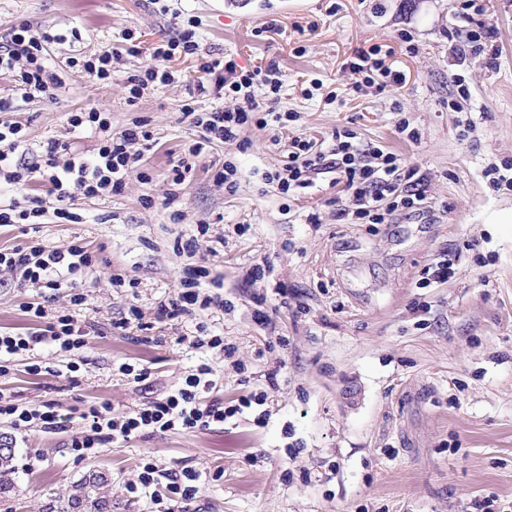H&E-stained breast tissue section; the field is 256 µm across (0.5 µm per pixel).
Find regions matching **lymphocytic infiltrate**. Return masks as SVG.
Wrapping results in <instances>:
<instances>
[{"mask_svg": "<svg viewBox=\"0 0 512 512\" xmlns=\"http://www.w3.org/2000/svg\"><path fill=\"white\" fill-rule=\"evenodd\" d=\"M449 9L455 23L469 25L465 39L457 47L464 59L480 51L483 40L492 38L494 32L484 24L474 23V15L482 11L477 0H450ZM61 40V35L36 33L24 23L12 32L6 44L0 45V74L11 75L14 81L11 93L0 96V178L14 186L18 194L16 200L0 206V224L4 226L38 224L49 213L61 223L79 222V214L72 210L75 198L121 194L128 172L138 168L145 152L154 146L152 134L144 124L116 131L111 114L93 108L69 113L67 117L70 129L88 128L100 133L91 160L75 159L71 142L54 138L47 141L40 161L21 163V156L30 151L27 135L21 125L6 120L5 115L37 97L56 100L55 90L61 82L48 77L45 61L49 46ZM151 54L155 66L126 78L129 102H136L150 84L173 83L177 74L168 63L173 57H185L193 59L199 71L214 76L216 90L223 92L226 99L225 106L207 112L197 111L190 98L180 106L183 117L203 129L207 142L237 143L244 129L253 124L284 127L283 115L274 108L261 107L255 95L259 86L268 87L274 95L280 92L282 81L276 68L245 70L234 59L202 55L196 33L189 28L155 43ZM332 138L334 143L326 150L313 140L293 139L287 162L279 170L266 173V181L275 184L279 193L290 196L313 187L315 175L334 174V183L344 194L336 216L353 224H389L397 213L421 214L427 210L425 177L418 169L403 168L394 154L360 142L354 131H337ZM39 184L46 186V194L36 192ZM49 195L55 200L51 210L45 201ZM94 264L92 252L79 243L64 249L0 248V268L21 271L25 282L40 288H62L72 276ZM215 285L206 266L188 265L180 276L176 298L160 306L158 320H171L214 306L227 308V301L213 294ZM29 311L34 317L46 319L45 329L26 335L0 333V354L18 355L47 344L68 354L70 371H78L85 332L77 320L69 314L47 318L40 305L30 306ZM216 387L213 368L204 362L174 390L130 412L116 414L107 402L91 405L76 416L81 420L82 431L71 439L69 451L85 458L95 455L110 441H126L146 433L207 430L235 420L268 400L267 392L262 391L227 403L214 397ZM76 417L61 413L55 403L31 409L0 394V421L16 431L37 426L53 432ZM202 478V472L189 466L167 475L148 460L141 465L138 483L154 504H184L195 499Z\"/></svg>", "mask_w": 512, "mask_h": 512, "instance_id": "1", "label": "lymphocytic infiltrate"}]
</instances>
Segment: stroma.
Returning a JSON list of instances; mask_svg holds the SVG:
<instances>
[{"label": "stroma", "mask_w": 512, "mask_h": 512, "mask_svg": "<svg viewBox=\"0 0 512 512\" xmlns=\"http://www.w3.org/2000/svg\"><path fill=\"white\" fill-rule=\"evenodd\" d=\"M482 6L479 20L495 28L500 54L462 64L448 0H0V44L23 22L66 36L47 60L63 82L57 101L36 98L12 115L28 134L27 162L63 136L92 158L97 138L69 133L72 111L107 110L117 130L146 122L156 141L121 195L75 200L80 223L49 215L0 226V248L77 242L95 256L72 290L33 288L0 271V333L45 327L28 313L32 303L48 316L73 314L87 332L74 374L69 356L48 345L0 358V393L29 406L55 402L66 413L103 401L124 413L207 360L225 401L269 395L266 425L248 413L221 428L108 443L84 460L66 448L79 422L55 433H12L2 423L0 434L15 441L16 487L0 498V512H57L93 470L111 475L114 512H153L149 496L128 490L148 459L209 473L182 512H466L491 497L512 504V188H494L485 175L488 166L512 165V0ZM191 19L202 52L234 56L246 68L278 67L276 108L297 118L277 145L271 130L255 126L243 134L246 148L206 145L174 222L163 206L170 158L202 134L180 105L207 76L192 59H173L182 81L145 90L133 104L124 78L154 66L150 47ZM127 30L142 51L121 55L111 83L68 67L69 58L116 46ZM376 46L404 82L353 91L351 61ZM459 74L464 98L454 86ZM404 121L418 140L399 133ZM346 128L426 174L430 211L349 224L336 218L330 175L295 198L264 180L292 138L320 141ZM227 159L239 171L233 193L213 179L214 165ZM311 213L318 223H308ZM200 224L209 232L191 259L222 279L235 308L158 321L159 304L177 294L191 260L175 241ZM240 224L247 233H237ZM443 255L454 277L419 287ZM263 262L270 276L247 282L246 270ZM117 274L138 280L137 297L113 287ZM75 291L86 294L84 305H72ZM133 303L141 327L115 329ZM259 309L272 327L258 323ZM202 323L234 345V362L181 344ZM124 361L146 364L149 378L128 381L117 371ZM34 363L40 374L30 372Z\"/></svg>", "instance_id": "1"}]
</instances>
